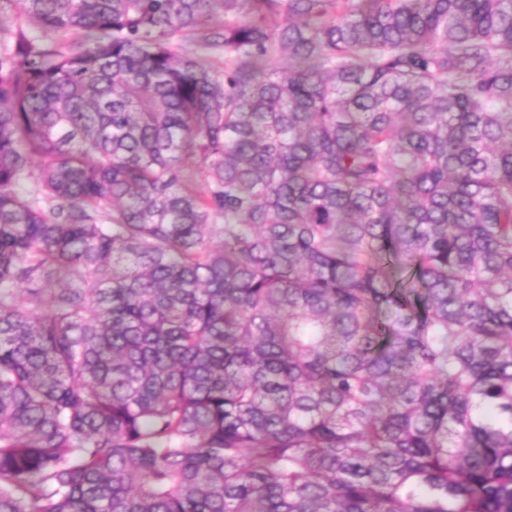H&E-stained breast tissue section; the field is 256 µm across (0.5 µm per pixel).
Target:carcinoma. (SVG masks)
I'll use <instances>...</instances> for the list:
<instances>
[{"label": "carcinoma", "instance_id": "cac0c4a2", "mask_svg": "<svg viewBox=\"0 0 512 512\" xmlns=\"http://www.w3.org/2000/svg\"><path fill=\"white\" fill-rule=\"evenodd\" d=\"M6 12L0 512H512V0Z\"/></svg>", "mask_w": 512, "mask_h": 512}]
</instances>
